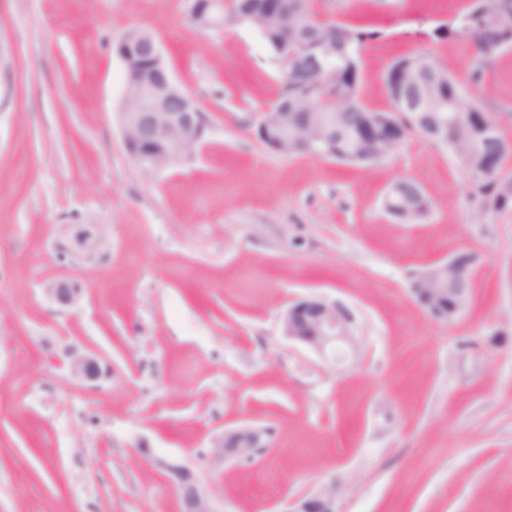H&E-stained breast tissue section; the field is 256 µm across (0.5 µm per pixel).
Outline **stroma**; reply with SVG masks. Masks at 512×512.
Segmentation results:
<instances>
[{
    "instance_id": "stroma-1",
    "label": "stroma",
    "mask_w": 512,
    "mask_h": 512,
    "mask_svg": "<svg viewBox=\"0 0 512 512\" xmlns=\"http://www.w3.org/2000/svg\"><path fill=\"white\" fill-rule=\"evenodd\" d=\"M473 0H317L371 24L360 97L391 105L399 57L432 55L512 140V51L471 85L445 40ZM146 29L205 119L188 163L148 172L121 130L117 43ZM285 77L252 26H193L186 0H0V512H180L167 467L215 512H286L335 483L337 512H512V208L478 216L449 151L417 134L371 166L293 156L257 129ZM427 218L382 209L390 184ZM467 253L453 322L412 297ZM79 284L59 304L47 284ZM346 306L358 347L331 364L283 315ZM97 358L75 378L72 354ZM268 428L250 462L224 430ZM383 208L389 215L404 212L410 221L424 219L430 211V202L423 189L408 178L392 183L383 199ZM167 469L175 479L181 512H215L198 476L191 469L180 465H168Z\"/></svg>"
}]
</instances>
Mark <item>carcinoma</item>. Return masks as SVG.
<instances>
[{"label": "carcinoma", "mask_w": 512, "mask_h": 512, "mask_svg": "<svg viewBox=\"0 0 512 512\" xmlns=\"http://www.w3.org/2000/svg\"><path fill=\"white\" fill-rule=\"evenodd\" d=\"M288 21L267 24L261 20L248 21L262 36L264 42L281 61L286 87L277 106L292 112L288 121L287 152L307 156L314 138L324 140V157L347 165H370L396 153L411 127L403 122L407 104L417 103L424 112H436L448 123V149L452 157L456 150H470L469 164H459L474 189V200L479 213H498L512 207V199H498L495 180L479 177L480 153H495L505 143L499 127L488 131H463L454 120L457 112H465L475 102L453 77H448V90L435 99L428 98L426 88L430 75L444 74L440 64L426 55L404 56L391 67L406 64L411 70L407 86H387L394 125L380 127L374 139L364 136L367 125L375 122L380 112L367 107L359 96V85L324 84L320 70L328 72L346 67H360V46L373 31L347 22L324 17L314 0H275ZM252 5L246 0H230L224 9V20H242ZM455 41L474 47L470 82L483 84L485 67L496 57L512 49V17L503 13L498 0H473L466 12L454 20ZM322 42L336 45V56L322 62L317 68L310 57ZM297 50L294 56L281 55L283 45ZM383 208L389 215L404 212L410 220H422L430 211V202L423 189L408 178L392 183L383 199Z\"/></svg>", "instance_id": "carcinoma-1"}]
</instances>
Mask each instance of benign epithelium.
I'll return each mask as SVG.
<instances>
[{"label": "benign epithelium", "mask_w": 512, "mask_h": 512, "mask_svg": "<svg viewBox=\"0 0 512 512\" xmlns=\"http://www.w3.org/2000/svg\"><path fill=\"white\" fill-rule=\"evenodd\" d=\"M189 12L202 28L215 26L214 6L217 0H188ZM119 58L125 65L124 110L121 129L125 147L132 159L147 171H162L175 165L173 155L157 149L164 141L182 151L181 161L194 158L203 140L205 128L199 110L188 105L189 96L175 84L166 66L162 48L155 35L132 30L118 42ZM458 121L468 128L493 124L487 112H461ZM500 155L483 158V175L507 184L512 180L499 163ZM463 257L455 256L419 274L411 283V294L433 317L454 321L463 309L466 295L453 286L457 271L463 269ZM59 303L71 305L81 289L60 280L47 288ZM285 335L314 348L321 355L342 342L356 344L353 317L343 305L319 296L294 302L283 318ZM74 375L94 380L99 366L91 357H76L71 363ZM270 432L266 428L244 425L224 431L213 443L215 453L227 460H250L260 449L268 447ZM181 502V512H216L198 476L189 468L169 465ZM292 512H337L336 488L326 485L296 500Z\"/></svg>", "instance_id": "7a95c632"}]
</instances>
